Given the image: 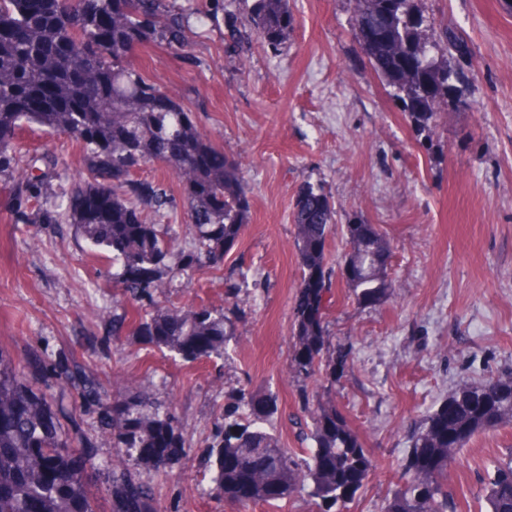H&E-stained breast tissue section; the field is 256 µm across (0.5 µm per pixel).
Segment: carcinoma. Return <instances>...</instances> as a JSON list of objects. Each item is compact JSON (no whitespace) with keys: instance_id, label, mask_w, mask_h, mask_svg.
I'll list each match as a JSON object with an SVG mask.
<instances>
[{"instance_id":"1","label":"carcinoma","mask_w":512,"mask_h":512,"mask_svg":"<svg viewBox=\"0 0 512 512\" xmlns=\"http://www.w3.org/2000/svg\"><path fill=\"white\" fill-rule=\"evenodd\" d=\"M421 0H354V28L362 49L389 95L417 123H427L448 104H467L462 61L468 44L454 30L435 29ZM244 15L225 0H203L191 11L179 0H0V179L8 184L22 224H70L96 249L112 256V283L130 308L112 313V335L142 336L176 355L222 356L237 334L224 310L161 308L156 295L180 287L179 276L224 261L247 224L250 198L239 163L195 126L181 100L162 110L161 84L128 62L136 48L167 46L191 54L193 23L220 29L224 53L239 57L252 40L276 53L293 18L288 0H242ZM37 126L73 137L83 170L70 187L53 188L61 157L50 151L26 159L19 135ZM161 164L177 180L179 196L163 179L139 176ZM85 198L75 210L69 201ZM181 218L191 247L174 252L172 221ZM293 224L301 269L295 306L291 371L336 382V346L326 334L334 269L326 251L309 249L326 240L336 223L334 203L320 185L297 191ZM359 222L346 225L349 251L363 272L348 281L360 305H375L392 290L388 271L375 257L392 250L382 231L362 239ZM39 364L17 369L0 353V512H97L88 471L103 477L112 512H166L151 483L136 468L160 474L186 454L175 417L154 394L136 386L112 402L98 382L83 379L79 406L101 412L112 434L116 459L99 463L94 444L67 437L65 409H52L31 375ZM276 397L243 390L217 419L216 442L207 449L208 484L224 500L239 499L244 475L256 477L252 502L271 503L308 490L318 512H340L363 486L370 459L348 418L331 403L311 412L307 457L281 447L270 428ZM512 422V374L462 383L437 409L417 420L411 453L402 465L403 485L384 500L383 512H454L448 469L476 435ZM486 512H512V455L494 465L485 488Z\"/></svg>"}]
</instances>
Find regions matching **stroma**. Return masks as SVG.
Listing matches in <instances>:
<instances>
[{
	"instance_id": "35a3bbf8",
	"label": "stroma",
	"mask_w": 512,
	"mask_h": 512,
	"mask_svg": "<svg viewBox=\"0 0 512 512\" xmlns=\"http://www.w3.org/2000/svg\"><path fill=\"white\" fill-rule=\"evenodd\" d=\"M294 22L279 53L252 44L226 56L218 30L201 29L194 62L164 46L130 61L192 112L198 130L240 164L249 221L223 264L186 275L175 302L224 309L237 340L225 358L186 362L137 336L112 335L102 311L120 298L110 261L73 226L20 224L0 194V351L38 357L37 383L72 409L80 366L112 397L127 386L169 407L187 448L152 483L176 512H316L307 493L248 508L203 493L206 448L236 390L274 394L280 442L298 448L296 420L333 400L362 435L369 480L344 512H381L397 487L417 417L462 382L512 374V0H423L437 24L469 46L468 104L435 113L420 131L388 93L353 28V0H290ZM23 149L55 151L68 175L82 167L67 135L25 129ZM322 185L336 204L327 258L338 266L346 224L378 225L393 246V294L358 305L342 279L326 318L352 355L332 388L290 372L301 278L295 195ZM512 452V425L476 436L448 470V488L483 512L495 460Z\"/></svg>"
}]
</instances>
